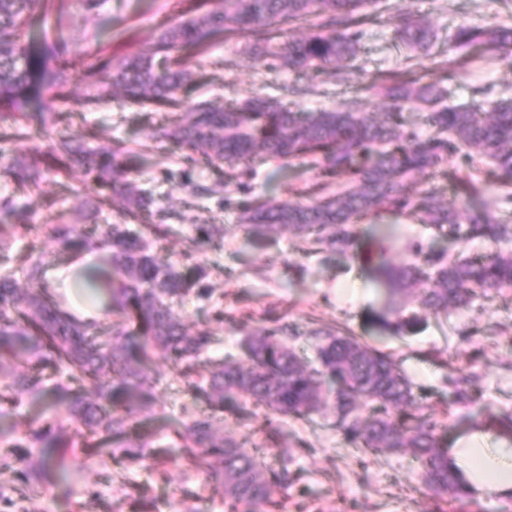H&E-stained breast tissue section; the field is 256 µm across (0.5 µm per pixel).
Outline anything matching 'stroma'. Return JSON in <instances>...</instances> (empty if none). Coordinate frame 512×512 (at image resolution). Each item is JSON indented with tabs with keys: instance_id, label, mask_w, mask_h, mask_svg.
I'll list each match as a JSON object with an SVG mask.
<instances>
[{
	"instance_id": "obj_1",
	"label": "stroma",
	"mask_w": 512,
	"mask_h": 512,
	"mask_svg": "<svg viewBox=\"0 0 512 512\" xmlns=\"http://www.w3.org/2000/svg\"><path fill=\"white\" fill-rule=\"evenodd\" d=\"M391 2L395 9L426 20L439 36V47L452 59L459 52L449 48L448 34L457 25L487 26L505 19L496 0ZM53 8L69 19L65 34L75 73L88 52L97 50L112 58L135 52L154 39L162 23L177 22L196 12L194 0H103L101 12L115 17L117 26L112 36L98 38L94 35L95 17L82 9L80 0H53ZM245 44L244 36L234 35L191 59V67L202 72L206 80L201 99L221 107L255 95L275 96L280 85L295 83L307 89L295 99L301 111L350 103L358 111L378 117L385 112V103L366 86L376 70L396 66L403 59L393 46L387 25L365 29L358 57L360 69L341 84L330 69L289 72L268 67L253 59ZM478 85L486 87L488 99L512 98V57L454 72L447 80L448 104L470 105L472 89ZM68 89L61 109L70 113V129L75 134H83L89 126L97 129L92 146L153 144L155 126L144 123L138 106L126 102L121 93L112 92L97 111L89 112L82 105L86 84L75 77ZM215 177L207 163L186 167L177 150L154 156L147 168L133 176L151 191L155 207L177 216V233L164 242L162 256L176 261L189 252L209 270L212 301L194 300L182 311L189 330L211 329L214 342L208 358L237 353L246 333L262 327L265 319L282 315L302 329L315 323L342 327L389 353L436 413H444L452 404L453 391L446 382L450 362L479 374L485 402H491L493 408L512 405V292L477 297L469 307L451 310L443 322L428 319L426 328L410 338L380 335L368 321L370 310L384 302V289L371 275V258L380 242L369 224L356 226V242L343 255L305 253L300 238L288 231L259 246L250 241L247 224L241 222L237 209L225 206L223 196L193 194L192 185L212 183ZM315 180L311 169L298 164L285 168L280 162L269 161L257 165L253 187L258 194L296 201L304 199L306 187ZM40 193L42 206L29 208L27 195L0 177V197L11 195L17 202L10 223L32 227L16 241V250L34 245L53 251V244L37 231V224L60 215L79 216L86 201L96 197L97 187L75 167L66 183L47 179ZM199 224H216L220 230L200 243L195 231ZM398 227L397 238L388 244L393 262L409 260L407 247L415 239L451 254L458 250L455 243L436 237L414 220L400 219ZM296 265L304 267L302 277L291 275L290 269ZM345 281L355 286L354 297H337L335 289ZM218 307L224 311L220 322L213 318ZM153 369L163 381L154 389V409L137 416L135 432L153 447L163 449L162 464H134L118 456L102 462L80 456L62 482L31 504L21 499L11 476L4 474L0 476V495L13 500L14 512H25L30 506L35 512H132L137 497L154 501L159 512H178L181 502L189 497L194 498L200 512H226L223 487L205 470L191 465L171 429L173 422L200 413L202 404L173 379L163 356H156ZM333 421L327 410L303 420L259 408L247 420L225 413L223 427L225 434L247 439L250 450L266 464L275 468L287 465L294 474L290 485L272 489V499L280 504L278 512H437L438 500L424 493L409 457L363 455L346 444ZM272 427L280 432L275 448L267 441ZM475 435L485 447L512 448V436L500 431L482 404L456 410L448 444L453 447Z\"/></svg>"
}]
</instances>
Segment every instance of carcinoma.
Here are the masks:
<instances>
[{"mask_svg": "<svg viewBox=\"0 0 512 512\" xmlns=\"http://www.w3.org/2000/svg\"><path fill=\"white\" fill-rule=\"evenodd\" d=\"M381 0H224V5L163 27L148 49L131 56L97 57L81 78L87 84L83 104L97 107L111 89L140 105L171 111L161 138L186 150L188 165L205 159L218 172L196 195L224 192V204L236 205L258 241L288 230L306 239L314 252H348L355 224L382 212L405 216L433 228L462 246L482 239L512 242V220L498 210L512 204V191L491 199L485 188L500 181L512 185V99L492 100L486 108L448 107V88L426 82L417 71H379L370 88L388 101L389 110L374 120L343 107L309 114L294 112L276 97L256 96L241 104L215 107L188 103L185 93L196 83L185 53L203 51L229 34L247 36L256 60L271 57L294 70L341 68L355 60L367 25L383 24ZM100 0H84L95 12L96 34L112 31V17L99 12ZM396 48L417 49L434 57L438 35L422 19L399 13L390 17ZM68 25L43 0H0V142L24 140L36 121L42 128L62 127L47 151V165L22 161L0 167V177L20 188H40L78 163L100 188L99 206L113 205L147 227L126 224L91 230L71 221L38 225L62 251L80 254L97 249L109 254V268L93 281V303L120 313L127 328L108 332L100 322L80 321L62 307L46 277L43 251L14 252L12 245L26 224H0V420L12 406L46 394L44 372L64 369L68 384L56 387V415L24 436L0 425V470H10L24 498L49 492L52 479L68 472L70 448H90L100 457L120 449L129 462L150 456L146 445L127 437L129 417L145 403L153 357L161 351L176 376L194 396L217 413L234 402L242 416L248 407H265L282 417L303 419L332 408L336 429L349 445L375 456L408 455L419 468L422 487L441 501L455 502L470 492L449 453L447 423L440 419L414 383L392 358L355 336L332 327H312L315 364L288 344L298 335L292 325L275 320L242 339L248 366L234 359L210 365L207 378L195 377L197 360L210 347L212 333L189 335L175 308L211 294L208 273L198 263L160 258L156 243L173 231L170 214L152 210L150 192L129 180L146 164L144 150L117 144L94 151L67 132L70 114L58 109L69 84ZM305 25L298 40H281L290 26ZM448 41L461 50L455 65L512 53V26L460 25ZM429 108L433 134L410 129L407 111ZM483 151L486 167L462 173L447 170L448 158ZM283 163L307 161L317 182L306 203L251 196L255 172L240 165L254 156ZM442 173L455 185L443 199V186L419 176ZM345 177L353 186L334 195L322 192ZM411 260L394 265L384 256L374 264L376 281L387 298L372 320L393 336L414 334L430 317L463 308L481 293L512 289V252L472 257L450 255L416 240ZM455 403L470 407L483 398L475 374L453 368L448 374ZM188 460L211 470L224 487L228 512H269L270 490L290 481L288 470L264 467L246 443L218 433L213 418L191 419L175 430Z\"/></svg>", "mask_w": 512, "mask_h": 512, "instance_id": "carcinoma-1", "label": "carcinoma"}]
</instances>
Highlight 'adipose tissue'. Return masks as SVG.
Here are the masks:
<instances>
[{"instance_id":"ef3b65f1","label":"adipose tissue","mask_w":512,"mask_h":512,"mask_svg":"<svg viewBox=\"0 0 512 512\" xmlns=\"http://www.w3.org/2000/svg\"><path fill=\"white\" fill-rule=\"evenodd\" d=\"M451 454L467 490L483 495L512 493V448H485L472 437L458 443Z\"/></svg>"}]
</instances>
